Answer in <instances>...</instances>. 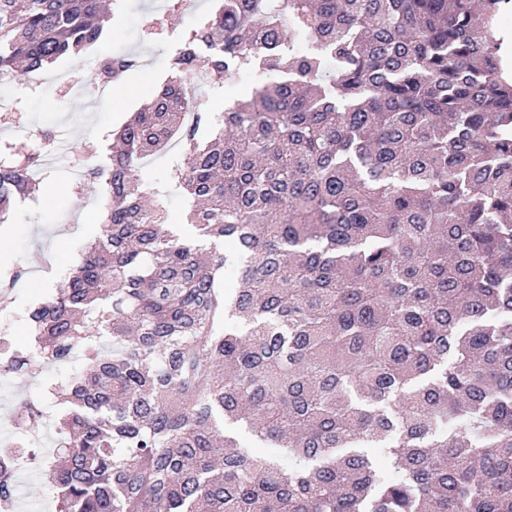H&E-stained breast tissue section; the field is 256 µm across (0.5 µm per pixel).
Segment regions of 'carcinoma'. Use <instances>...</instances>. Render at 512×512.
Listing matches in <instances>:
<instances>
[{
  "label": "carcinoma",
  "instance_id": "1",
  "mask_svg": "<svg viewBox=\"0 0 512 512\" xmlns=\"http://www.w3.org/2000/svg\"><path fill=\"white\" fill-rule=\"evenodd\" d=\"M505 4L230 0L189 35L89 173L101 235L29 310L40 356L12 363L82 352L54 390L55 512H512ZM106 18L0 0V77L80 57ZM252 63L272 78L186 122L185 75ZM174 138L192 238L140 174ZM28 171L0 155V222Z\"/></svg>",
  "mask_w": 512,
  "mask_h": 512
}]
</instances>
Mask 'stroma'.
Here are the masks:
<instances>
[{"instance_id": "stroma-1", "label": "stroma", "mask_w": 512, "mask_h": 512, "mask_svg": "<svg viewBox=\"0 0 512 512\" xmlns=\"http://www.w3.org/2000/svg\"><path fill=\"white\" fill-rule=\"evenodd\" d=\"M119 11L98 44L77 60L58 61L44 71L40 89L28 90L27 79L0 85V97L14 98L12 111L0 112V146L17 150L19 162L36 155L42 135L63 143L57 163L36 174L41 189L52 191V206L37 201L13 203L7 220L0 223V336L20 342L27 334V313L34 302L47 299L58 282L68 277L80 261L85 246L99 233L101 213L108 193L104 184L93 180L73 182L72 166L85 160L104 161L112 134L134 112L161 89L172 75L169 68L173 40L185 38L201 27L219 9L222 0H114ZM115 54H130L144 65L126 74L110 101L92 111L80 99L66 94L57 79L58 71H72L85 91L100 82L99 63ZM260 72L250 70L229 82L202 87V109L211 115L224 110L231 94L246 97L263 83ZM184 153L161 152L154 156L145 177L164 200L172 223H181L188 202L171 175L183 166ZM78 359L45 368L35 380L12 373L0 374V447L30 444L34 455L51 454L58 437L55 422L43 424L42 439L31 444L34 432L19 419L17 405L28 399L50 414L59 412L48 389L69 379L81 367ZM17 486L14 512H55L38 466L24 465L14 477Z\"/></svg>"}]
</instances>
